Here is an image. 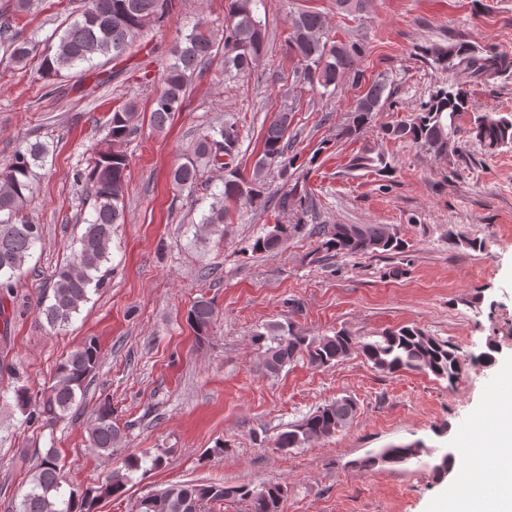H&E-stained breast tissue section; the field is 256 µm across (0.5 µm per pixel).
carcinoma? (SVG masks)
<instances>
[{
  "label": "carcinoma",
  "instance_id": "cac0c4a2",
  "mask_svg": "<svg viewBox=\"0 0 512 512\" xmlns=\"http://www.w3.org/2000/svg\"><path fill=\"white\" fill-rule=\"evenodd\" d=\"M261 0H230L224 21V72H250L264 52L266 26L258 17ZM37 0H0V51L3 60L23 65L33 56L31 41L21 38L13 25L14 15L28 12ZM172 0H87L86 7L69 22L41 54L42 77L58 79L73 70L83 77L98 75L99 58L114 61L122 58L143 37L145 28L169 14ZM291 33L288 50L295 61L294 72L303 74L313 87L324 91L336 88L345 77L358 75L363 46L357 42L338 43L330 37L324 17L315 11H302L289 19ZM214 43L204 25L197 22L189 34L170 51L172 62L161 77V88L153 100L151 122L163 129L184 102L186 89L194 75L214 58ZM430 65L448 72V81L434 87L427 101L405 119L383 129V137L406 141L437 156L455 151L460 135L476 141L494 154L512 148L511 112H476L465 129L456 124L458 116L469 111L472 83L489 84L512 66L492 47H475L463 42L447 46L434 44L425 50ZM387 82L374 80L356 100L354 111L337 134L339 139L359 138L374 116L383 110ZM138 113L130 102L112 111L105 122V147L97 151L84 170L74 174L77 182L85 181L93 190L92 214L85 219V230L70 258L54 274L52 294L38 301L40 315L53 330L66 327L73 316L89 301V294L105 287L113 226L123 222V199L126 188L128 157L123 145L137 130ZM290 112H279L263 136V151L251 176L233 166L237 156L239 133L236 125L226 122L214 126L197 141L193 155L172 171L173 185L190 194L200 179L198 160L204 158L224 170L218 191L211 193L213 202L197 223L198 234L218 230L230 209L253 205L264 199L265 173L275 169L286 180L294 168L297 155H289L286 141L291 125ZM47 148L28 143L13 154L9 165L0 170V290L11 292L23 275L28 259L43 240V228L24 216V206L35 191L36 170L45 163ZM350 168L365 170L379 177L391 176L392 165L386 154L365 148L350 160ZM273 208L295 212L294 224H276L252 244L254 252L278 250L288 237L305 229L307 196L298 185L284 190L273 200ZM310 233L319 238L318 249L328 256H363L406 252L407 242L390 224H316ZM217 317L213 302L197 298L187 312V322L198 342L207 339ZM253 343L262 349L263 367L276 374L298 358H306L315 368H326L353 355H361L378 371L394 374L415 371L431 374L449 383L459 377L461 357L447 341L428 336L416 327L403 326L381 333L373 340L353 336L345 330L333 335L311 336L292 324H278L258 332ZM101 360V348L93 336L85 339L62 362L54 382L35 398L25 386L13 390L15 406L24 415V423L50 424L67 416L79 406L87 381ZM356 413V403L341 397L318 407L300 421L280 432L274 445L282 450L299 448L311 441L329 438L347 428ZM88 447L105 456L121 447L124 434L113 418L112 403L101 401L93 411L87 427ZM424 445L415 442L386 448L360 461V467L378 463L405 464L419 459ZM141 456L128 455L111 476L95 488L64 486L60 460L50 449L37 465L29 489L23 494L15 512H97L101 500L121 497L133 475L143 469ZM287 487L265 484L248 485L174 484L149 493L137 502V512H203L210 502L241 500L247 512H284Z\"/></svg>",
  "mask_w": 512,
  "mask_h": 512
}]
</instances>
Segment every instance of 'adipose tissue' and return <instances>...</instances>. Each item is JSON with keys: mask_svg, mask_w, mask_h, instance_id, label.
I'll return each mask as SVG.
<instances>
[{"mask_svg": "<svg viewBox=\"0 0 512 512\" xmlns=\"http://www.w3.org/2000/svg\"><path fill=\"white\" fill-rule=\"evenodd\" d=\"M497 417L481 421L466 433L464 443L473 448L476 468L463 479L452 503L453 512H467L472 501H481L483 512H512V388L495 397Z\"/></svg>", "mask_w": 512, "mask_h": 512, "instance_id": "adipose-tissue-1", "label": "adipose tissue"}]
</instances>
